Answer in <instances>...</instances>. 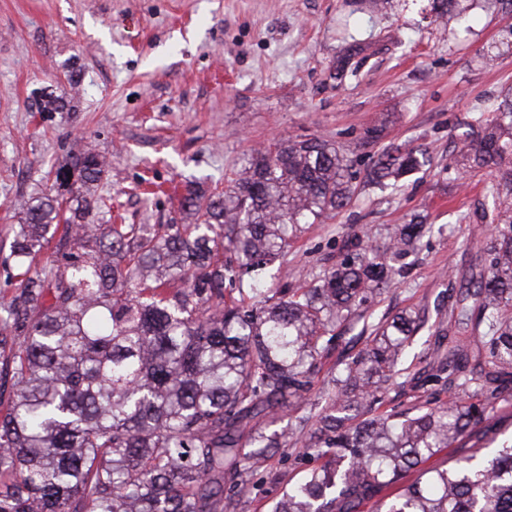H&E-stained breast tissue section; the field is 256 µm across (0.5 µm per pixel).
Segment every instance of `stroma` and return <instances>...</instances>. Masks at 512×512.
<instances>
[{"label":"stroma","mask_w":512,"mask_h":512,"mask_svg":"<svg viewBox=\"0 0 512 512\" xmlns=\"http://www.w3.org/2000/svg\"><path fill=\"white\" fill-rule=\"evenodd\" d=\"M468 27L439 28L416 0L386 11L350 0H0V302L14 295L10 242L19 206L43 188L48 165L70 148L104 155L101 194L116 224L180 218L185 181L223 185L252 150L318 136L353 160V200L307 227L288 252L299 285L336 263L348 234L384 243L385 230L422 215L433 234L409 256L410 272L378 297L375 316L404 309L434 322L448 297L482 266L491 226L456 216L484 199L455 160L462 121L512 87V13L471 0ZM366 59L337 79L349 45ZM498 49L496 67L484 51ZM52 87L67 110L44 112ZM380 139L366 132L380 114ZM424 146L430 166L398 188L366 183L391 146ZM320 458L281 449L250 477L236 512H273L279 497Z\"/></svg>","instance_id":"obj_1"}]
</instances>
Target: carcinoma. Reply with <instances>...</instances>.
<instances>
[{"label":"carcinoma","mask_w":512,"mask_h":512,"mask_svg":"<svg viewBox=\"0 0 512 512\" xmlns=\"http://www.w3.org/2000/svg\"><path fill=\"white\" fill-rule=\"evenodd\" d=\"M432 21L463 17V0H431ZM362 47L336 57V77ZM463 173L485 180L493 225L485 266L460 288L428 395L381 410L423 327L405 309L364 322L349 355L295 430H270L284 404L307 400L321 359L354 319L407 273L429 225L386 229L381 247L347 238L336 264L306 283L267 287L269 268L308 224L353 196L352 161L321 138L249 153L222 189L188 181L170 224H97L105 161L71 150L54 184L30 198L14 230L17 292L0 304V512H229L226 483L288 444L330 457L288 488L274 512H512V443L482 454L493 403L512 391V91L476 112ZM425 150L393 147L368 174L396 185ZM76 191L61 192L69 176ZM50 256L41 258L49 244ZM446 453L449 467L430 465Z\"/></svg>","instance_id":"carcinoma-1"}]
</instances>
